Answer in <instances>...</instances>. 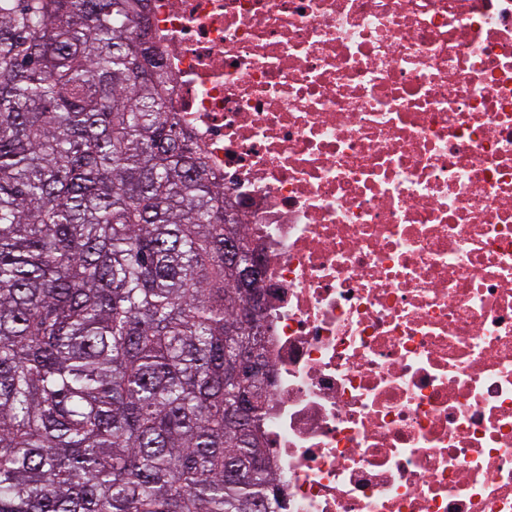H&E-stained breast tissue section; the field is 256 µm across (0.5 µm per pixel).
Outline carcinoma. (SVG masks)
<instances>
[{"label": "carcinoma", "mask_w": 512, "mask_h": 512, "mask_svg": "<svg viewBox=\"0 0 512 512\" xmlns=\"http://www.w3.org/2000/svg\"><path fill=\"white\" fill-rule=\"evenodd\" d=\"M148 0H0V512H281L262 269Z\"/></svg>", "instance_id": "carcinoma-1"}]
</instances>
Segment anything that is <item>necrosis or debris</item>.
Here are the masks:
<instances>
[{"label":"necrosis or debris","mask_w":512,"mask_h":512,"mask_svg":"<svg viewBox=\"0 0 512 512\" xmlns=\"http://www.w3.org/2000/svg\"><path fill=\"white\" fill-rule=\"evenodd\" d=\"M262 261L284 512H512V0H149Z\"/></svg>","instance_id":"1"}]
</instances>
